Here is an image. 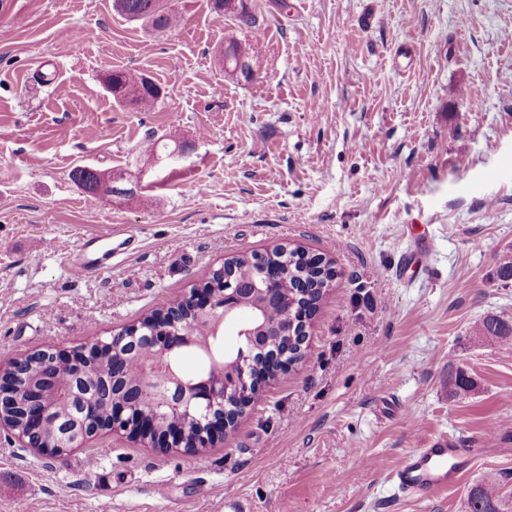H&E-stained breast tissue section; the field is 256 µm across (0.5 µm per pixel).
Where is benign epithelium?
<instances>
[{
  "label": "benign epithelium",
  "mask_w": 512,
  "mask_h": 512,
  "mask_svg": "<svg viewBox=\"0 0 512 512\" xmlns=\"http://www.w3.org/2000/svg\"><path fill=\"white\" fill-rule=\"evenodd\" d=\"M290 247L279 244L255 254L252 263L258 268L252 287L216 268L219 284L205 282L190 289L180 304L161 307L168 315V325L156 328L139 320L93 342L71 348H46L0 360V431L20 448H28L46 459L60 457L81 448L96 437L112 433L124 436L144 448H163L196 455L231 438L254 404V397L265 392L286 372L300 364L291 359L289 343L306 348L317 315L303 310L292 324L278 332L289 337L275 352L272 372L257 376L248 372L251 355L246 349H265L262 345L273 309L266 303L244 309L247 293L271 297L270 281L279 274V263ZM238 325L240 346L227 351V360L213 363L204 372L184 373L176 355L187 349L213 352L220 349L219 336L224 322ZM150 348L154 357L141 364L140 380L130 384L127 363L112 361L111 385L102 388L90 375L101 354L115 349L116 342ZM67 372L62 385H54L42 394V406L32 407V389L24 382L27 358ZM52 398L66 401L72 415L68 419L51 416L48 403ZM110 401L109 417L91 425H79L82 417L94 410L101 400ZM21 408L25 427L18 428L8 415Z\"/></svg>",
  "instance_id": "7a95c632"
}]
</instances>
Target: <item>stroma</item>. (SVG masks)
I'll use <instances>...</instances> for the list:
<instances>
[{"label":"stroma","mask_w":512,"mask_h":512,"mask_svg":"<svg viewBox=\"0 0 512 512\" xmlns=\"http://www.w3.org/2000/svg\"><path fill=\"white\" fill-rule=\"evenodd\" d=\"M156 34L112 0H0V358L70 347L138 321L226 257L278 244L333 257L304 362L224 445L196 456L105 437L46 462L0 438V512H467L481 480L512 490V0H249L260 33L210 0H166ZM249 42L251 78L225 72ZM67 47L42 80L39 60ZM130 69L163 94L115 102ZM150 139L180 162L142 151ZM78 166L134 188L89 205ZM132 227L136 249L93 278L83 235ZM464 371L472 392L451 396ZM451 439L482 456L419 501L393 471ZM142 88L140 93L129 95L133 88ZM115 101L123 107L142 112L151 110L161 98V90L153 82L146 83L144 77L132 70L112 71V87H108ZM479 332L488 338L508 343L512 341V323L498 316H488L478 327Z\"/></svg>","instance_id":"35a3bbf8"}]
</instances>
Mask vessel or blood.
<instances>
[{
  "instance_id": "vessel-or-blood-1",
  "label": "vessel or blood",
  "mask_w": 512,
  "mask_h": 512,
  "mask_svg": "<svg viewBox=\"0 0 512 512\" xmlns=\"http://www.w3.org/2000/svg\"><path fill=\"white\" fill-rule=\"evenodd\" d=\"M135 239V232L129 228L86 237L80 257L70 264L72 274L85 278L111 265L113 254L125 251ZM468 459V449L450 439L438 440L414 449L399 463L393 475L407 495L428 499L454 484Z\"/></svg>"
}]
</instances>
